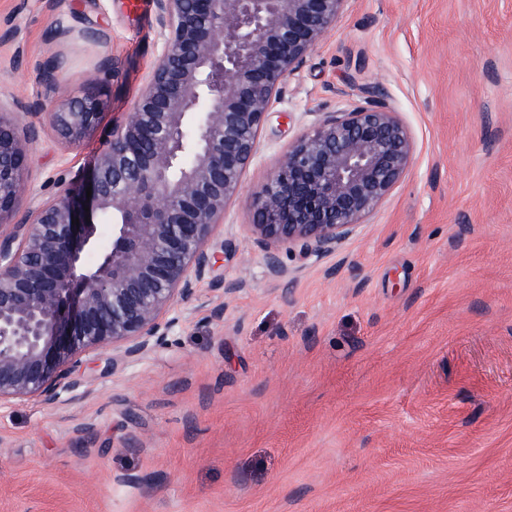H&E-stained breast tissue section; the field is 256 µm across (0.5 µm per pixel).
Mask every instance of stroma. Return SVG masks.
Masks as SVG:
<instances>
[{
	"label": "stroma",
	"mask_w": 512,
	"mask_h": 512,
	"mask_svg": "<svg viewBox=\"0 0 512 512\" xmlns=\"http://www.w3.org/2000/svg\"><path fill=\"white\" fill-rule=\"evenodd\" d=\"M159 49L155 0H0L23 206L84 179ZM359 82L412 164L336 251L273 276L249 200ZM61 83L103 103L76 147L38 113ZM271 112L224 213L241 289L204 283L156 352L0 408V512H512V0H349Z\"/></svg>",
	"instance_id": "obj_1"
}]
</instances>
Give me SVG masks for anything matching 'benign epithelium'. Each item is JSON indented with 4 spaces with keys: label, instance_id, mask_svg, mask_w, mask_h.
<instances>
[{
    "label": "benign epithelium",
    "instance_id": "7a95c632",
    "mask_svg": "<svg viewBox=\"0 0 512 512\" xmlns=\"http://www.w3.org/2000/svg\"><path fill=\"white\" fill-rule=\"evenodd\" d=\"M155 2L161 51L132 112L83 187L66 186L20 218L30 110L0 105V407L34 396L54 404L77 391L87 351L112 349L115 366L165 344L179 324L174 307L198 303L219 254L233 251L219 239L224 211L274 98L348 0ZM358 91V105L288 144L250 199L274 275L292 273L283 250L302 263L334 250L412 163L409 129L381 88ZM100 111L86 87L36 113L76 146ZM99 216L119 219L102 250Z\"/></svg>",
    "mask_w": 512,
    "mask_h": 512
}]
</instances>
